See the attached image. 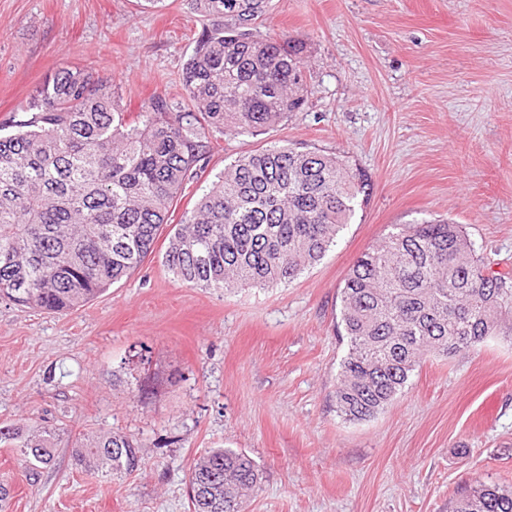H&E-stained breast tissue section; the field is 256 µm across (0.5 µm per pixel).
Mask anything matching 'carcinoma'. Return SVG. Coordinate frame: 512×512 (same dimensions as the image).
<instances>
[{
	"mask_svg": "<svg viewBox=\"0 0 512 512\" xmlns=\"http://www.w3.org/2000/svg\"><path fill=\"white\" fill-rule=\"evenodd\" d=\"M207 18L183 65L184 97L161 93L136 117L114 80L66 68L0 126V298L69 312L135 271L154 252L171 206L205 172L223 135H254L307 98L306 47L254 25L266 0H191ZM341 156L269 146L239 157L166 235L164 266L198 288H272L321 260L370 195ZM347 339L336 413L362 421L402 394L430 357L512 340V271L493 272L458 224H404L354 262L340 290ZM56 431L0 425V446L29 477L55 463ZM85 472L115 477L141 465L116 432L75 442ZM259 469L245 452L212 448L188 478L193 512H244ZM453 512H512L497 485L461 495Z\"/></svg>",
	"mask_w": 512,
	"mask_h": 512,
	"instance_id": "carcinoma-1",
	"label": "carcinoma"
}]
</instances>
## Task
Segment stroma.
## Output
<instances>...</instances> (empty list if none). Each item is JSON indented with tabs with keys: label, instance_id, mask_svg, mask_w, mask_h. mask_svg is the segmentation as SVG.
Instances as JSON below:
<instances>
[{
	"label": "stroma",
	"instance_id": "35a3bbf8",
	"mask_svg": "<svg viewBox=\"0 0 512 512\" xmlns=\"http://www.w3.org/2000/svg\"><path fill=\"white\" fill-rule=\"evenodd\" d=\"M202 27L189 0H0V123L66 67L114 77L133 114L181 98ZM260 30L306 43L307 103L259 135L223 136L170 224L270 145L348 157L369 199L278 287L195 288L157 251L67 314L0 299V423L62 430L34 482L0 447L7 512H192L189 468L211 448L258 465L245 512H452L475 488H512L511 342L430 358L370 420L334 402L340 290L393 225L451 220L512 269V0H269ZM105 431L138 442L131 476L73 466L72 435Z\"/></svg>",
	"mask_w": 512,
	"mask_h": 512
}]
</instances>
